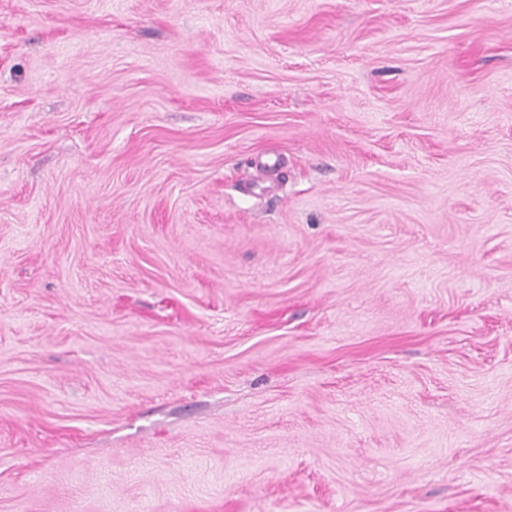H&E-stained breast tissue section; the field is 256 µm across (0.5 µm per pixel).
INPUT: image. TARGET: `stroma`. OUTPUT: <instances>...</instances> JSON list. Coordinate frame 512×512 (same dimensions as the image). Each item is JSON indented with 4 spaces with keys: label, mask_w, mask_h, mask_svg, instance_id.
Masks as SVG:
<instances>
[{
    "label": "stroma",
    "mask_w": 512,
    "mask_h": 512,
    "mask_svg": "<svg viewBox=\"0 0 512 512\" xmlns=\"http://www.w3.org/2000/svg\"><path fill=\"white\" fill-rule=\"evenodd\" d=\"M0 512H512V0H0Z\"/></svg>",
    "instance_id": "stroma-1"
}]
</instances>
